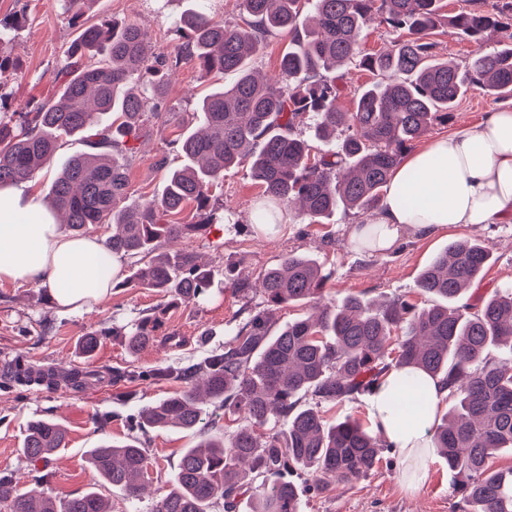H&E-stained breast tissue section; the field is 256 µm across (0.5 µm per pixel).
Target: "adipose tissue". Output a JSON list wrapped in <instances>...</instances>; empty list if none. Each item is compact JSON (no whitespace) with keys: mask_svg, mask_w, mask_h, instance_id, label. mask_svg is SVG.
<instances>
[{"mask_svg":"<svg viewBox=\"0 0 512 512\" xmlns=\"http://www.w3.org/2000/svg\"><path fill=\"white\" fill-rule=\"evenodd\" d=\"M512 223V109L481 126L434 138L392 172L386 194L350 243L372 253L392 249L406 235L429 238L452 227ZM121 272L95 236L63 233L54 212L25 184L0 185V284L31 282L47 288L59 310L91 311L112 293ZM423 393L418 418L404 416L408 395L387 378L370 396L373 423L403 463L401 476L416 490L434 448L428 430L448 396L440 380L413 375Z\"/></svg>","mask_w":512,"mask_h":512,"instance_id":"adipose-tissue-1","label":"adipose tissue"}]
</instances>
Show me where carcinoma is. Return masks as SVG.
<instances>
[{"mask_svg": "<svg viewBox=\"0 0 512 512\" xmlns=\"http://www.w3.org/2000/svg\"><path fill=\"white\" fill-rule=\"evenodd\" d=\"M175 29V63L190 61L208 74L233 77L206 93L192 113L197 128L176 139L184 157L171 170L161 198L122 206L132 141L148 116L158 115L164 94L156 79L164 61L149 54L135 24L83 23L74 60L58 72L56 97L34 112L0 113V184H20L53 160L65 138L89 150L68 157L49 188L59 223L80 236L97 224L112 225L105 250L131 259L114 288L157 289L176 301L194 303L212 287L215 272L190 251L168 244L211 224L226 223L212 203L224 171L248 162L261 190L258 223L277 224L279 214L320 224L337 210L362 215L381 200L402 154L427 134L470 90L496 99L512 97V46L463 63L441 59L431 36L440 0H237L238 22L195 0ZM448 14V25L476 41L512 29V3L486 10L484 0ZM313 14L306 23L305 10ZM394 35L392 49L362 53L371 12ZM270 35L288 38L276 80L259 76L252 58ZM358 64L373 75L351 112L336 110V98ZM111 115L101 127L94 115ZM312 122L317 139L344 131L335 150L317 155L302 128ZM195 204L199 224H174L172 216ZM489 252L475 241L448 243L419 273L417 288L433 297L419 307L396 297L378 304L359 295L319 302L326 280L316 261L292 253L259 276L263 307L236 328L224 349L184 366L154 365L118 378L176 380L183 390L141 408L143 433L168 428L201 429L203 401L236 423L184 450L168 489L153 512H237L244 485L252 489L249 512H301L300 486L290 471L326 485L350 482L371 472L386 442L352 415L328 423L325 405L340 406L371 395L394 370H421L443 381L453 405L433 429L455 474L463 512H512V467L495 470L488 460L512 451V289L495 290L471 303L464 294L482 278ZM311 312L272 331L270 311L283 306ZM159 310L130 328L91 332L79 349L89 357L100 337L123 336L135 353L153 341ZM4 384L30 381L29 365L15 358ZM74 391L95 374L78 368L60 372ZM66 447V431L39 419L27 429L20 452L37 462ZM88 463L99 481L141 499L149 458L142 442H102ZM8 512H109L92 487L78 496L52 499L22 491L0 476V504Z\"/></svg>", "mask_w": 512, "mask_h": 512, "instance_id": "1", "label": "carcinoma"}]
</instances>
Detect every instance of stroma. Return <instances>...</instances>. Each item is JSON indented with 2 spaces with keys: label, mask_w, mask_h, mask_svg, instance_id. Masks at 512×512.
Returning a JSON list of instances; mask_svg holds the SVG:
<instances>
[{
  "label": "stroma",
  "mask_w": 512,
  "mask_h": 512,
  "mask_svg": "<svg viewBox=\"0 0 512 512\" xmlns=\"http://www.w3.org/2000/svg\"><path fill=\"white\" fill-rule=\"evenodd\" d=\"M192 5L193 0H94L86 15L93 21L138 25L148 33L154 55L170 59L177 53L175 24ZM0 20L9 24L8 37L0 43V56L6 61L0 85L9 94L1 107L28 112L57 91V73L78 35L79 22L53 0H0ZM434 39L439 56L461 62L512 42V34L503 30L473 42L444 25L437 28ZM163 72L167 90L160 115L150 121V133L137 144L129 167L130 198L136 202L162 195L169 171L180 163L172 142L188 123L197 99L219 80L186 61L164 67ZM503 107H512V98L500 101L479 91L468 92L447 122L434 124L427 136L472 128ZM258 197L259 189L242 164L224 173L223 200L234 212L233 223L199 228L200 216L192 206L177 215V223L196 227L177 241V248L194 252L218 270L205 302L169 305L154 290L118 288L94 311L72 314L59 311L49 302L47 289L37 284L0 285V362L19 356L36 366L78 367L102 378L100 384L79 392L62 386L26 391L1 386L0 474L19 477L21 488L49 497L86 491L95 481L88 450L106 440L119 444L135 436L131 419L138 410L182 388L172 380L118 381L115 373L160 363L176 366L223 349L232 328L261 301L256 291L234 293L232 281L256 278L288 254H306L318 261L327 276L325 298L354 294L382 301L403 296L423 306L427 299L416 287L420 271L449 242L471 239L486 248L491 260L469 297L512 285V223L454 227L424 240L407 236L393 250L371 255L348 243L349 232L359 221L350 211H336L320 224L290 223L269 237L256 234L251 210ZM160 306L165 309L163 325L139 353H130L123 337L111 335L102 338L92 357L81 354L78 344L86 333L114 324L132 325ZM40 418L62 424L68 437L66 448L35 465L19 448L28 424ZM199 439V434L177 429L150 434L145 442L151 459L150 489L133 507L121 489L100 486L112 512H152L182 452ZM401 470L396 452L383 449L375 470L357 480L320 489L313 482L304 483L302 512H462L454 477L443 458L428 461L424 481L413 493L404 490Z\"/></svg>",
  "instance_id": "1"
}]
</instances>
